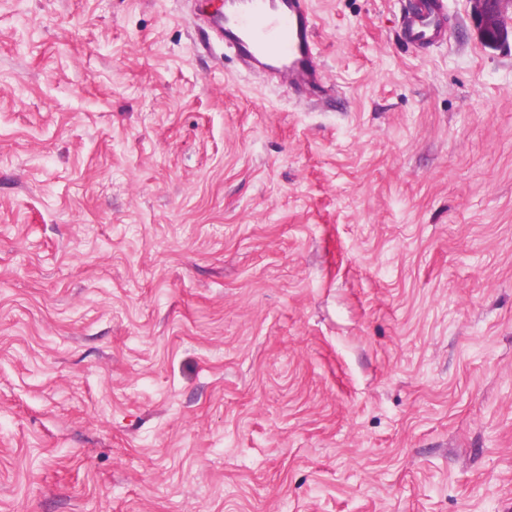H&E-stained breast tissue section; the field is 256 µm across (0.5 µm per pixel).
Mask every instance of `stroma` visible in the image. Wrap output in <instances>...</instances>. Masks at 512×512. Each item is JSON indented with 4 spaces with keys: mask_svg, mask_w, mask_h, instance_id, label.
<instances>
[{
    "mask_svg": "<svg viewBox=\"0 0 512 512\" xmlns=\"http://www.w3.org/2000/svg\"><path fill=\"white\" fill-rule=\"evenodd\" d=\"M221 2L0 0V512H512V19ZM206 21L241 65L288 86L300 101L314 104L331 91L308 0H224ZM446 0H414L400 18L403 40L418 49L438 47L448 32ZM470 15L479 40L496 47L505 37L504 24L512 17V0H469Z\"/></svg>",
    "mask_w": 512,
    "mask_h": 512,
    "instance_id": "1",
    "label": "stroma"
}]
</instances>
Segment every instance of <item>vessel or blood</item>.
Masks as SVG:
<instances>
[{
  "label": "vessel or blood",
  "instance_id": "b4317fda",
  "mask_svg": "<svg viewBox=\"0 0 512 512\" xmlns=\"http://www.w3.org/2000/svg\"><path fill=\"white\" fill-rule=\"evenodd\" d=\"M207 23L241 65L288 86L300 101L314 104L329 93L308 0H224ZM447 30L446 0H413L400 19L403 40L418 49L441 45Z\"/></svg>",
  "mask_w": 512,
  "mask_h": 512
}]
</instances>
